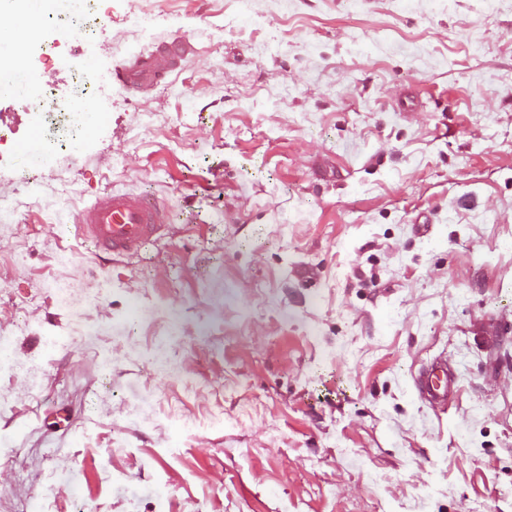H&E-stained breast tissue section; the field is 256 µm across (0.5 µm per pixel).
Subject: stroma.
I'll use <instances>...</instances> for the list:
<instances>
[{
  "label": "stroma",
  "instance_id": "stroma-1",
  "mask_svg": "<svg viewBox=\"0 0 512 512\" xmlns=\"http://www.w3.org/2000/svg\"><path fill=\"white\" fill-rule=\"evenodd\" d=\"M100 9L101 69L196 52L105 81L38 194L0 165V347L44 370L0 371V512H512V0ZM40 29L23 63L69 99L71 35ZM112 189L170 208L131 259L40 203ZM438 355L443 411L411 378ZM194 49L188 38L177 36L158 43L152 50L139 55L133 63L116 68L109 77H115L133 92L143 93L156 86L164 73L177 68Z\"/></svg>",
  "mask_w": 512,
  "mask_h": 512
}]
</instances>
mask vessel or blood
Returning <instances> with one entry per match:
<instances>
[{
  "mask_svg": "<svg viewBox=\"0 0 512 512\" xmlns=\"http://www.w3.org/2000/svg\"><path fill=\"white\" fill-rule=\"evenodd\" d=\"M193 43L175 37L158 43L128 65L116 68V80L135 92L157 85L161 76L174 70L192 54ZM166 206L157 198L122 191L99 195L76 216L80 236L112 256L130 257L157 241L166 225ZM419 398L433 408L447 407L458 389V378L446 359L436 358L412 375Z\"/></svg>",
  "mask_w": 512,
  "mask_h": 512,
  "instance_id": "1",
  "label": "vessel or blood"
}]
</instances>
